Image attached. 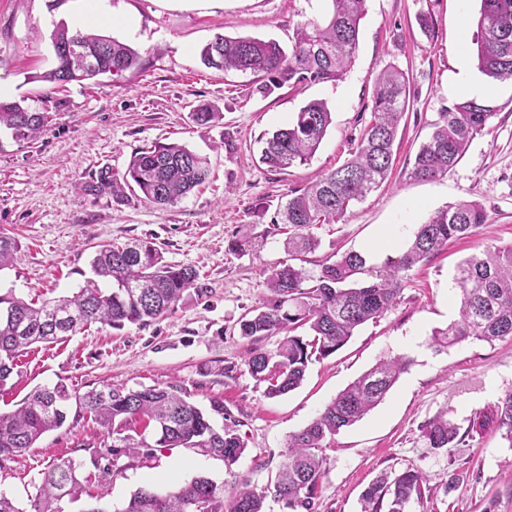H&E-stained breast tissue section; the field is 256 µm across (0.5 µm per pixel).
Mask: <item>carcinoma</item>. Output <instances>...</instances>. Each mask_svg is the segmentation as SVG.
Instances as JSON below:
<instances>
[{"mask_svg": "<svg viewBox=\"0 0 512 512\" xmlns=\"http://www.w3.org/2000/svg\"><path fill=\"white\" fill-rule=\"evenodd\" d=\"M332 10L322 19L297 25L289 48L274 39L250 36H216L201 50L208 69L250 73L256 90L267 95L289 85L336 82L352 63L359 43V25L366 0H331ZM477 32L473 41L478 70L495 80H512V0H480ZM69 40L80 42L93 57H56L57 65L40 76L56 88L82 83L102 75L122 78L139 66L133 47L108 36L55 25L53 49ZM407 73L389 66L374 81L373 110L354 154L343 165L325 171L307 186L292 189L277 212L275 223L293 228L288 251L294 259L270 270L268 294L239 321L240 336L254 343L243 365L263 387L267 398L298 388L312 360L325 359L340 350L364 323L392 308L401 297L412 268L439 253L448 241L472 237L488 220L478 201L462 200L440 209L419 225L406 248L379 265L368 264L357 251H346L325 261L317 276L303 266L305 255L318 240L311 230L332 224L348 208L376 191L391 173L398 128L407 109ZM486 101L463 99L439 114L433 131L416 153L410 177L432 180L448 174L471 142L496 115ZM54 112L32 111L19 101L0 100V128L15 139L38 140L53 125ZM332 112L312 100L293 121L262 138L261 163L272 171L306 164L316 154ZM208 160L179 143L156 144L132 154L122 172L103 166L89 174L83 191L109 197L117 205L134 200L158 207L174 205L204 185ZM17 241L0 234V269L13 264ZM93 277L70 297L46 299L39 304L0 294V387L18 367L17 358L36 343L64 340L92 323L121 328L125 324L149 325L172 313L198 278L190 266L171 265L149 241L109 243L91 261ZM460 292V318L440 332L448 345L467 338L486 342L512 339V246H485L460 263L455 277ZM277 336L273 350L257 345ZM410 359L395 355L375 366L339 392L303 428L288 435L287 451L278 471L257 490L248 484L230 491L205 477H196L166 492L139 490L117 512H265L272 497L286 512H315L324 478L325 452L341 430L354 425L377 407L407 371ZM75 402L79 412L105 429L112 439V460L141 448H188L224 461L229 467L245 453L246 445L232 425L216 427L213 417H224V401L213 399L205 411L181 387L168 385L128 389L106 384L80 393L60 381L37 388L11 412H0V466L28 452L47 432L61 428L66 407ZM496 429L512 447V390L494 405ZM144 421L153 428L154 443L136 438L131 424ZM458 427L439 414L422 428L426 447L440 451L458 444ZM78 464L58 458L42 471L30 507L21 509L0 495V512H62L65 497H94L76 476ZM424 474L405 471L382 478L365 489L361 512H407L423 497Z\"/></svg>", "mask_w": 512, "mask_h": 512, "instance_id": "1", "label": "carcinoma"}]
</instances>
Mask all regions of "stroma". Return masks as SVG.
<instances>
[{
	"instance_id": "obj_1",
	"label": "stroma",
	"mask_w": 512,
	"mask_h": 512,
	"mask_svg": "<svg viewBox=\"0 0 512 512\" xmlns=\"http://www.w3.org/2000/svg\"><path fill=\"white\" fill-rule=\"evenodd\" d=\"M329 8V0H215L208 7L190 0H0L2 98L51 109L52 86L37 76L56 65L50 35L61 22L116 38L140 54L138 69L120 80L69 84L65 110L36 144L0 130V234L21 246L18 261L0 270V292L12 288L28 299L72 295L90 277L102 245L139 239L154 242L167 263L199 274L197 290L160 321L120 328L96 323L29 349L0 388V410H14L32 390L59 381L82 393L111 382L133 389L176 384L200 407L223 400L247 443L230 467L186 448H144L116 459L102 427L71 407L62 428L0 466V493L18 507L28 508L41 470L62 456L76 460L79 475L100 476L97 490L109 512L137 490L159 491L200 476L228 489L245 481L264 486L290 433L379 359L400 354L412 361L408 371L327 450L316 512H361L360 496L370 483L408 469L427 478L423 498L409 512H512V445L495 426L473 427L512 389V340L470 338L443 347L434 339L458 316L459 296L448 290L458 264L478 245H512V82L477 68L470 42L479 0H366L346 75L299 92L284 87L264 95L254 91L252 75L224 74L200 61L202 48L219 34L289 45L298 23L323 18ZM422 12L434 19V38L416 24ZM391 64L407 72L410 83L392 175L338 222L314 227L319 246L310 271L347 250L381 263L433 212L462 199L481 202L489 221L416 265L398 303L360 326L335 354L310 364L298 389L265 397L242 364L250 342L240 336L239 320L265 296L266 269L288 258V227L274 223V214L290 189L350 157L371 118L374 80ZM466 77L487 88L488 102L498 108L489 128L445 177L410 178L412 159L440 112L465 99L459 84ZM311 100L325 102L332 113L317 153L309 163L269 170L259 160L261 137L286 126ZM200 105L222 112V120L198 125L193 112ZM172 142L207 156L211 167L208 181L177 204L118 206L83 191L99 167L124 171L138 149ZM243 226L250 241L232 250ZM442 411L461 440L435 452L422 428ZM114 464L120 474L107 477ZM454 474L460 481L452 488Z\"/></svg>"
}]
</instances>
